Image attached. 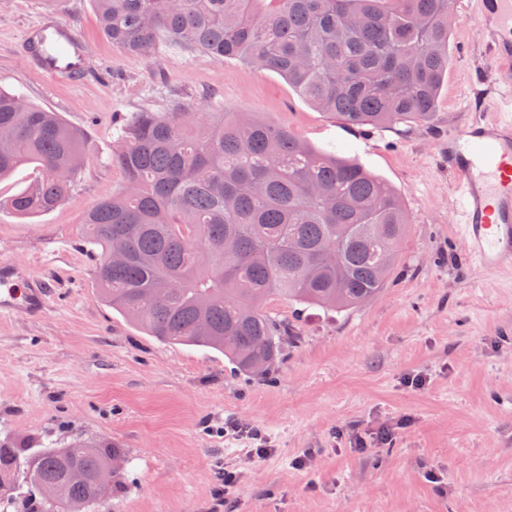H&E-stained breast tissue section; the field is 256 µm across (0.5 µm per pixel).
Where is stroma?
I'll return each instance as SVG.
<instances>
[{"mask_svg": "<svg viewBox=\"0 0 512 512\" xmlns=\"http://www.w3.org/2000/svg\"><path fill=\"white\" fill-rule=\"evenodd\" d=\"M456 2L433 126L351 128L236 59L165 40L128 54L102 35L92 0H0V89L79 129L85 154L69 197L35 218L7 206L33 168L0 181V263L51 289L43 314L0 318V440L112 439L121 480L91 512H215L226 470L237 475V512H512V269L469 260L439 154L449 132L493 117L498 94L478 79L494 69L492 33L476 30L474 0ZM46 16L90 47L84 79L31 69L21 38ZM183 108L255 113L380 175L408 212L399 268L362 305L299 313L267 303L300 336L267 380L221 353L147 336L94 288L84 214L125 186L111 161L119 129L137 112ZM382 426L390 443L356 447V435ZM249 427L271 455H255Z\"/></svg>", "mask_w": 512, "mask_h": 512, "instance_id": "35a3bbf8", "label": "stroma"}]
</instances>
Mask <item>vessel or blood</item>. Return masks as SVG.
Returning a JSON list of instances; mask_svg holds the SVG:
<instances>
[{
    "label": "vessel or blood",
    "mask_w": 512,
    "mask_h": 512,
    "mask_svg": "<svg viewBox=\"0 0 512 512\" xmlns=\"http://www.w3.org/2000/svg\"><path fill=\"white\" fill-rule=\"evenodd\" d=\"M474 20L492 29L488 54L495 77L512 82V0H478ZM34 69L52 78L80 79L89 67L88 46L68 27L42 20L23 36ZM444 157L460 194L469 259L495 271L512 265V120L480 119L448 136ZM50 290L21 265L0 264V316H37L46 310Z\"/></svg>",
    "instance_id": "b4317fda"
}]
</instances>
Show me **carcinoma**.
<instances>
[{
  "mask_svg": "<svg viewBox=\"0 0 512 512\" xmlns=\"http://www.w3.org/2000/svg\"><path fill=\"white\" fill-rule=\"evenodd\" d=\"M103 34L147 55L164 37L201 56L283 77L349 126L429 124L448 75L449 0H93ZM112 164L123 190L84 218L99 251L96 288L158 341L224 353L268 375L296 332L264 304L343 310L398 268L408 214L398 193L356 162L238 112H138ZM82 133L0 90V179L36 176L8 200L22 218L54 210L84 164ZM112 441L30 453L0 443V512H87L120 482ZM85 479H69L73 470ZM49 503L24 496L17 479Z\"/></svg>",
  "mask_w": 512,
  "mask_h": 512,
  "instance_id": "cac0c4a2",
  "label": "carcinoma"
}]
</instances>
